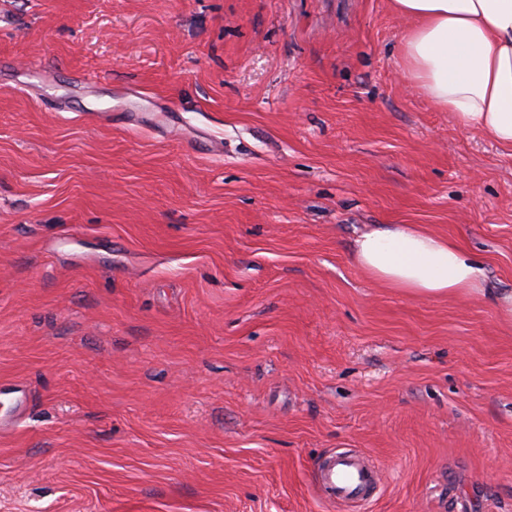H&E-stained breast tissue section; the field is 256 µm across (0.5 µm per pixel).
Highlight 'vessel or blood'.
Wrapping results in <instances>:
<instances>
[{
	"instance_id": "vessel-or-blood-1",
	"label": "vessel or blood",
	"mask_w": 512,
	"mask_h": 512,
	"mask_svg": "<svg viewBox=\"0 0 512 512\" xmlns=\"http://www.w3.org/2000/svg\"><path fill=\"white\" fill-rule=\"evenodd\" d=\"M318 479L322 499L331 504L369 503L382 486L379 468L359 453L347 449L322 458Z\"/></svg>"
}]
</instances>
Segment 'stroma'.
Wrapping results in <instances>:
<instances>
[{
  "mask_svg": "<svg viewBox=\"0 0 512 512\" xmlns=\"http://www.w3.org/2000/svg\"><path fill=\"white\" fill-rule=\"evenodd\" d=\"M406 26L0 0V512H512V328L352 260L422 224L512 289V149L412 86ZM339 448L365 510L318 492ZM318 479L321 497L330 504H367L382 486L379 468L359 453L347 449L322 458Z\"/></svg>",
  "mask_w": 512,
  "mask_h": 512,
  "instance_id": "stroma-1",
  "label": "stroma"
}]
</instances>
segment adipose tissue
Returning a JSON list of instances; mask_svg holds the SVG:
<instances>
[{
    "instance_id": "1",
    "label": "adipose tissue",
    "mask_w": 512,
    "mask_h": 512,
    "mask_svg": "<svg viewBox=\"0 0 512 512\" xmlns=\"http://www.w3.org/2000/svg\"><path fill=\"white\" fill-rule=\"evenodd\" d=\"M411 25L401 40L409 79L464 129L512 149V0H390ZM354 264L386 288L428 299L484 298L512 326V289L491 283L457 240L389 224L355 241Z\"/></svg>"
}]
</instances>
